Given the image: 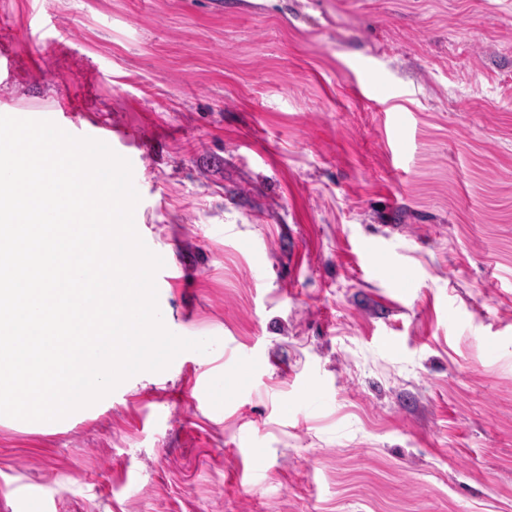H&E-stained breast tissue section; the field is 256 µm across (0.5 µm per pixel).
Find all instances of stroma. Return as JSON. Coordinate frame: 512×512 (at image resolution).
<instances>
[{
    "mask_svg": "<svg viewBox=\"0 0 512 512\" xmlns=\"http://www.w3.org/2000/svg\"><path fill=\"white\" fill-rule=\"evenodd\" d=\"M6 112L141 156L215 344L0 422V512H512V0H0Z\"/></svg>",
    "mask_w": 512,
    "mask_h": 512,
    "instance_id": "stroma-1",
    "label": "stroma"
}]
</instances>
